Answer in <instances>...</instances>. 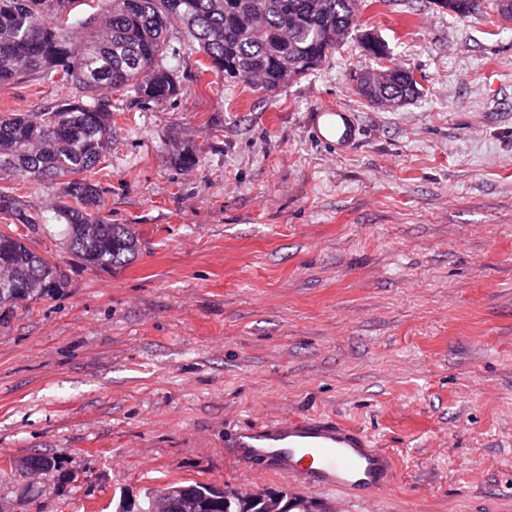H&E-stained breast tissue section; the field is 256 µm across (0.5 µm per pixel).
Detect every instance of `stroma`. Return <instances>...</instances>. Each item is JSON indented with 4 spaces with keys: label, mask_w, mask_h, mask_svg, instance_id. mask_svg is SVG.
Returning <instances> with one entry per match:
<instances>
[{
    "label": "stroma",
    "mask_w": 512,
    "mask_h": 512,
    "mask_svg": "<svg viewBox=\"0 0 512 512\" xmlns=\"http://www.w3.org/2000/svg\"><path fill=\"white\" fill-rule=\"evenodd\" d=\"M429 0H378L316 70L264 96L200 73L187 46L176 100L116 116L109 217L132 225L125 266L73 262L56 224L28 243L62 288L0 320V500L14 512H115L174 482L336 496L251 468L232 439L321 414L398 462L393 485L344 512H512V22ZM377 33L386 58L363 52ZM414 69L390 110L356 88ZM67 87L0 85V114ZM355 112L347 155L311 132ZM200 152L184 172L174 146ZM47 454L60 471L20 475ZM23 462V457H15L12 459V464L15 466L21 465ZM23 469L38 471L41 474L52 473L53 471H58V460L56 457L43 455V454H33L25 457L24 463L21 465Z\"/></svg>",
    "instance_id": "1"
}]
</instances>
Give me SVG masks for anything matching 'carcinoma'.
<instances>
[{
    "instance_id": "carcinoma-1",
    "label": "carcinoma",
    "mask_w": 512,
    "mask_h": 512,
    "mask_svg": "<svg viewBox=\"0 0 512 512\" xmlns=\"http://www.w3.org/2000/svg\"><path fill=\"white\" fill-rule=\"evenodd\" d=\"M80 0H0V84L38 75L75 92L42 112L0 116V173L50 184L61 203L54 220L65 225L66 248L82 266H123L138 252L129 224L103 215L107 204L98 175L112 147L110 92L127 109L160 104L183 93L180 56L170 28L198 45L207 70L224 79L255 81L274 92L307 76L356 27L355 0H99L98 20L77 17ZM185 171L200 162L191 148L174 154ZM0 213L36 228L47 223L12 194L0 192ZM57 265L19 234L0 231V309L42 299L61 287ZM22 467L41 474L57 458L25 457ZM207 485L176 484L174 498L192 499L197 512H258L227 490L221 507L205 495Z\"/></svg>"
}]
</instances>
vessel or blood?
I'll use <instances>...</instances> for the list:
<instances>
[{
    "label": "vessel or blood",
    "mask_w": 512,
    "mask_h": 512,
    "mask_svg": "<svg viewBox=\"0 0 512 512\" xmlns=\"http://www.w3.org/2000/svg\"><path fill=\"white\" fill-rule=\"evenodd\" d=\"M312 131L336 154L349 153L361 128L354 112L326 107L312 117ZM236 447L247 463L298 480L307 489H325L369 501L393 479L395 460L362 429L323 415L267 420L240 432Z\"/></svg>",
    "instance_id": "obj_1"
}]
</instances>
